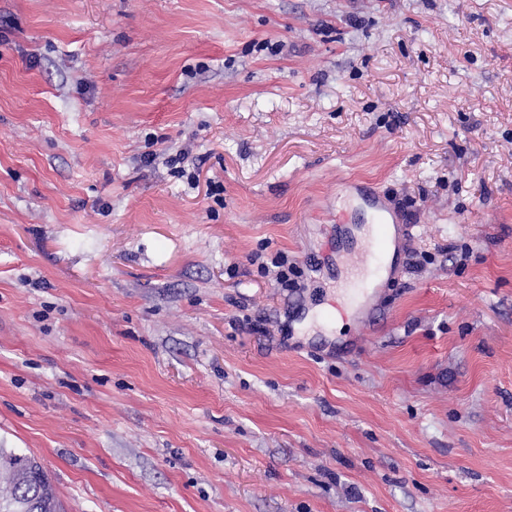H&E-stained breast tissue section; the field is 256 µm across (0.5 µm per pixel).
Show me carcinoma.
Instances as JSON below:
<instances>
[{
	"instance_id": "carcinoma-1",
	"label": "carcinoma",
	"mask_w": 512,
	"mask_h": 512,
	"mask_svg": "<svg viewBox=\"0 0 512 512\" xmlns=\"http://www.w3.org/2000/svg\"><path fill=\"white\" fill-rule=\"evenodd\" d=\"M0 512H62L44 467L26 454L1 448Z\"/></svg>"
}]
</instances>
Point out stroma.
Here are the masks:
<instances>
[{
    "mask_svg": "<svg viewBox=\"0 0 512 512\" xmlns=\"http://www.w3.org/2000/svg\"><path fill=\"white\" fill-rule=\"evenodd\" d=\"M366 187L413 234L300 330ZM0 448L65 512H512V0H0ZM272 265L278 270L275 273V282L278 288H294L296 287L295 277L300 273L295 266L289 264L288 258L284 255H279L272 259Z\"/></svg>",
    "mask_w": 512,
    "mask_h": 512,
    "instance_id": "35a3bbf8",
    "label": "stroma"
}]
</instances>
